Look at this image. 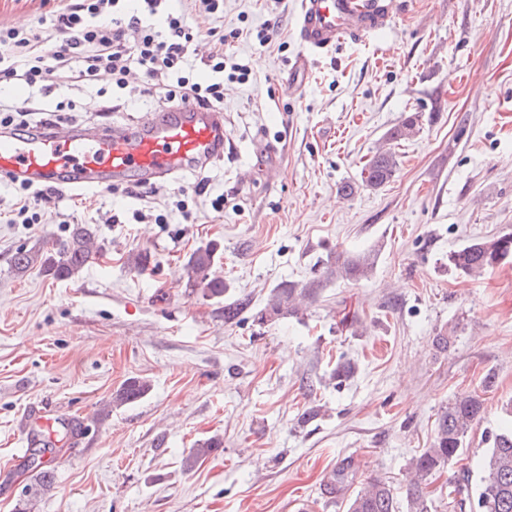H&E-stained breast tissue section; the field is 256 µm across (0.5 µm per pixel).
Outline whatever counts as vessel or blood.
<instances>
[{
    "label": "vessel or blood",
    "mask_w": 512,
    "mask_h": 512,
    "mask_svg": "<svg viewBox=\"0 0 512 512\" xmlns=\"http://www.w3.org/2000/svg\"><path fill=\"white\" fill-rule=\"evenodd\" d=\"M395 0H300L302 45L290 80L308 78L312 57L387 31ZM224 114L187 100L133 125L0 130V180L46 189L109 190L166 183L224 157Z\"/></svg>",
    "instance_id": "obj_1"
}]
</instances>
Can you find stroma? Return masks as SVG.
<instances>
[{"instance_id": "35a3bbf8", "label": "stroma", "mask_w": 512, "mask_h": 512, "mask_svg": "<svg viewBox=\"0 0 512 512\" xmlns=\"http://www.w3.org/2000/svg\"><path fill=\"white\" fill-rule=\"evenodd\" d=\"M60 6L0 0V23L37 27ZM298 8L224 0L210 19L251 75L224 85V158L185 210L186 173L148 194L65 189L43 203L41 223L14 224V187L0 183V512L30 499L35 512H346L324 485L347 458L402 503L440 410L473 391L484 417L429 489L438 500L463 472L479 477L512 400V262L469 278L449 271L448 254L512 234V0H399L384 34L318 56L293 86ZM266 22L262 47L248 32ZM141 85L128 81L121 112L100 109L106 74L55 80L51 97L65 104L60 125L132 124L158 109L157 97L138 99ZM412 112L421 129L396 146L392 180L340 196ZM75 224L97 227L104 246L79 275L14 271L17 249L62 242ZM206 246L227 285L220 298L185 271ZM336 249L373 253L371 277L331 281L303 314L258 322L273 288L319 274ZM234 300L247 306L225 321ZM440 335L447 351L433 345ZM339 362L354 368L340 383ZM132 377L151 392L111 407ZM310 407L320 416L299 426ZM207 439L220 448L189 463ZM43 440L47 486L27 467Z\"/></svg>"}]
</instances>
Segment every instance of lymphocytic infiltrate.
Wrapping results in <instances>:
<instances>
[{"label":"lymphocytic infiltrate","instance_id":"f902f5d3","mask_svg":"<svg viewBox=\"0 0 512 512\" xmlns=\"http://www.w3.org/2000/svg\"><path fill=\"white\" fill-rule=\"evenodd\" d=\"M223 11L224 0H187L180 10L171 0H66L45 27L27 31L0 24V81L42 91L61 70L79 82L105 71L122 88L135 68L146 78L145 94L160 86L166 104L190 100L216 109L225 81L250 78L248 65L225 53L224 37L204 26ZM203 41L211 44V77L198 82L189 76V62Z\"/></svg>","mask_w":512,"mask_h":512}]
</instances>
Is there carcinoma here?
I'll use <instances>...</instances> for the list:
<instances>
[{"instance_id": "1", "label": "carcinoma", "mask_w": 512, "mask_h": 512, "mask_svg": "<svg viewBox=\"0 0 512 512\" xmlns=\"http://www.w3.org/2000/svg\"><path fill=\"white\" fill-rule=\"evenodd\" d=\"M420 130V115L412 113L385 135L387 145L379 148L364 164L361 182H346L340 187L345 196L359 188L377 189L388 183L398 168V156L394 146ZM97 243L96 230L85 224L73 226L68 239L51 248L43 245L31 249L21 248L13 256L17 273H25L38 267L46 275L66 280L77 275L93 259L102 255ZM512 261V235L496 238H474L461 248L448 253V269L468 277H479L484 272ZM374 255L361 253L349 255L333 252L325 263V279L361 281L370 277L374 269ZM214 263V250L196 249L185 266L188 279L203 286L212 297H222L227 289L224 279L210 276ZM323 279V280H325ZM323 280L313 278L299 284L285 281L273 288L270 298L258 314V320L268 321L299 313V302L312 297L323 286ZM151 384L144 378H130L112 396L115 407L134 403L144 398ZM484 412V400L476 393L457 395L441 411L436 432L430 447L417 456L406 475L407 512H433L438 508L427 491L428 479L457 457L472 427L480 421ZM469 479L454 484L448 493L444 507L464 512L469 499ZM352 493H347V490ZM327 491L333 495L349 494L347 512H399V505L391 484L381 477L356 481L355 464L346 461L332 474ZM479 512H512V423L493 435L491 447L486 452L477 484Z\"/></svg>"}]
</instances>
